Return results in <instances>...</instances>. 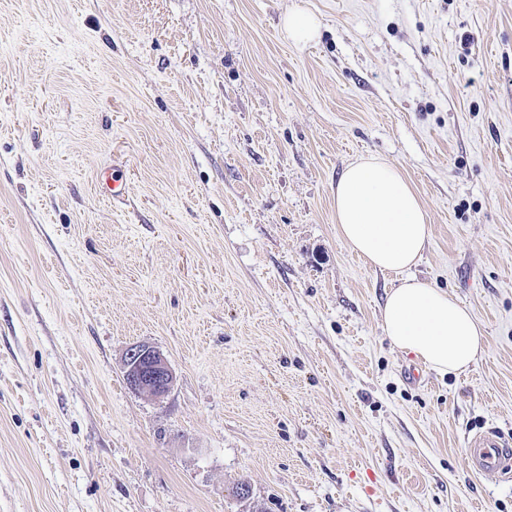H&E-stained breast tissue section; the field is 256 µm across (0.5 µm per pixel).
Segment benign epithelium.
I'll return each mask as SVG.
<instances>
[{
  "label": "benign epithelium",
  "mask_w": 512,
  "mask_h": 512,
  "mask_svg": "<svg viewBox=\"0 0 512 512\" xmlns=\"http://www.w3.org/2000/svg\"><path fill=\"white\" fill-rule=\"evenodd\" d=\"M125 381L135 392L162 398L171 390L175 376L167 359L147 344L131 346L125 357Z\"/></svg>",
  "instance_id": "1"
}]
</instances>
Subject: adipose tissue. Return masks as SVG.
<instances>
[{
  "mask_svg": "<svg viewBox=\"0 0 512 512\" xmlns=\"http://www.w3.org/2000/svg\"><path fill=\"white\" fill-rule=\"evenodd\" d=\"M334 206L342 241L369 267L398 277L383 307L392 344L442 374L475 364L485 341L481 323L447 291L409 274L430 228L402 171L375 158L349 164L336 183Z\"/></svg>",
  "mask_w": 512,
  "mask_h": 512,
  "instance_id": "ef3b65f1",
  "label": "adipose tissue"
}]
</instances>
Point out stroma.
Listing matches in <instances>:
<instances>
[{
	"instance_id": "1",
	"label": "stroma",
	"mask_w": 512,
	"mask_h": 512,
	"mask_svg": "<svg viewBox=\"0 0 512 512\" xmlns=\"http://www.w3.org/2000/svg\"><path fill=\"white\" fill-rule=\"evenodd\" d=\"M372 155L428 214L414 275L486 328L459 375L403 378L395 278L337 232ZM137 343L163 398L125 383ZM488 427L512 440V0H0V512H512L463 454ZM282 27L288 39L297 43H309L320 32V20L312 12L296 10L283 17ZM124 367L126 384L135 392L162 398L174 384V372L167 359L150 345H132L127 350Z\"/></svg>"
}]
</instances>
